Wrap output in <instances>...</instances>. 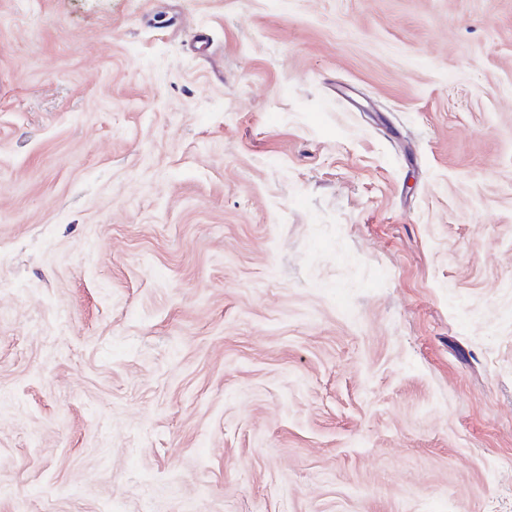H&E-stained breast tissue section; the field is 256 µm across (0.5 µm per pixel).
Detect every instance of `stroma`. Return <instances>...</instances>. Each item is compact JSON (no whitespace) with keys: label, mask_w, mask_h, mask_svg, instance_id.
I'll return each instance as SVG.
<instances>
[{"label":"stroma","mask_w":512,"mask_h":512,"mask_svg":"<svg viewBox=\"0 0 512 512\" xmlns=\"http://www.w3.org/2000/svg\"><path fill=\"white\" fill-rule=\"evenodd\" d=\"M0 512H512V0H0Z\"/></svg>","instance_id":"obj_1"}]
</instances>
